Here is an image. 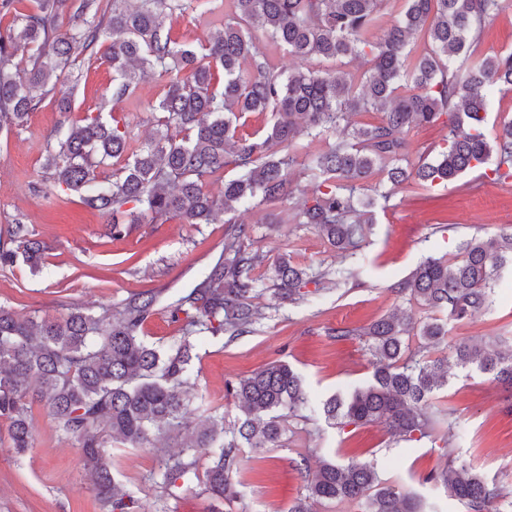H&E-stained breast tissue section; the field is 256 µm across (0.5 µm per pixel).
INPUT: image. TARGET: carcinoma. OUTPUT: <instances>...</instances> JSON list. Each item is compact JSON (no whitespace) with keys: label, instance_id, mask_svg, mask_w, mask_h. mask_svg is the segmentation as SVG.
Returning a JSON list of instances; mask_svg holds the SVG:
<instances>
[{"label":"carcinoma","instance_id":"cac0c4a2","mask_svg":"<svg viewBox=\"0 0 512 512\" xmlns=\"http://www.w3.org/2000/svg\"><path fill=\"white\" fill-rule=\"evenodd\" d=\"M17 0H0V16ZM231 13L202 52L181 45L171 21L187 10L207 13L212 0H38L29 13H11L0 25V126L19 127L49 96L71 111L72 88L60 76L106 63L112 68V100L131 94L147 76H169L155 110L160 129L136 145L126 119L87 114L56 131L47 143L51 171L47 198L77 194L101 215L132 205L130 223L171 216L187 224L230 225L224 254L176 302L185 314L182 335L165 348L141 336L155 312L152 294L134 293L95 317L74 310L38 321L0 306V421L8 424L19 456L33 444L32 405H44L64 438L81 453L100 512H147L121 483L112 442L131 450L164 441L173 452L162 464L159 488L203 478L213 497L236 495L229 473L242 448H276L287 418L309 403L301 374L274 360L232 386L241 416L225 424L218 407L195 426L184 421L192 402V350L206 338L242 336L262 318L255 299L262 280L250 228L235 213L242 205L289 203L292 170L302 166L317 179L311 201L293 216L312 224L331 246L347 251L375 223L390 197L355 196L356 183L374 177L393 187L448 183L479 170L493 181L512 179V121L495 131L487 112L499 95L512 93V53L481 54L478 43L506 0H404L403 10L382 25L387 0H227ZM68 12L61 30L60 13ZM265 31L288 49L299 66L274 69L250 35ZM362 60V73L347 70ZM222 72L223 84L214 82ZM383 113L359 125L362 112ZM269 112L273 122L238 134L237 113ZM445 119L448 135L432 161L410 163L407 131ZM327 141L326 149L299 157L301 140ZM112 170L99 179V169ZM210 181L224 183L214 194ZM0 245V263L22 260L39 267L42 247L25 224ZM512 269V237L472 239L452 260L427 257L393 287L444 317L415 322L394 312L367 327L371 378L346 396L332 394L313 411L337 427L376 423L391 436L418 441L431 435L428 408L448 386V360L429 350L449 345L455 364L512 386V351L491 342L448 343L451 326L488 306L492 284ZM275 294L295 302L307 286H340L355 276L344 267L311 276L286 255L273 265ZM417 331L424 345L409 349L404 336ZM206 460L199 472L200 460ZM448 496L467 512H506L501 489L461 465L433 471ZM306 498L357 502L361 512H424L416 495L383 483L369 463L324 460L306 474Z\"/></svg>","mask_w":512,"mask_h":512}]
</instances>
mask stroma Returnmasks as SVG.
I'll return each mask as SVG.
<instances>
[{"instance_id":"stroma-1","label":"stroma","mask_w":512,"mask_h":512,"mask_svg":"<svg viewBox=\"0 0 512 512\" xmlns=\"http://www.w3.org/2000/svg\"><path fill=\"white\" fill-rule=\"evenodd\" d=\"M67 82L74 87L75 115L126 114L140 142L151 135L154 108L168 89L167 78L155 75L128 98L109 104L112 71L104 64L75 71ZM63 120L49 98L23 126L0 131V241L20 222L44 248L39 270L20 262L0 265V305L24 316L59 317L75 308L99 315L146 291L157 303L142 332L147 342L167 344L184 324L173 313L176 300L217 262L228 226L220 219L212 224L146 220L116 237L107 217L78 196L50 202L44 195L50 183L45 148ZM238 216L251 228L253 250L261 258L255 273L261 279H269L273 261L283 254L315 272L352 262L314 226L292 223L287 207H243ZM510 232L512 182L469 172L445 186L393 189L387 211L378 212L365 232L363 265L347 285L292 304L264 290L258 299L264 316L252 332L233 339L211 337L198 347L192 365L199 372L196 390L203 407H223L227 419H234L238 410L228 383L277 359L297 368L311 398L351 392L372 373L364 327L398 309L418 321L429 315L417 301L397 296L394 285L426 257L452 258L471 238ZM339 327L354 329L355 337L336 340L333 331ZM450 335L512 348V274L496 281L487 309L455 324ZM449 373L447 387L433 401L432 437L398 442L377 424L340 429L317 415L293 416L280 447L240 449L232 473L238 496L230 502L210 497L197 480L168 495L160 492L159 452L118 445L113 461L126 488L151 512H290L306 495L304 471L331 458L373 465L386 484L420 496L427 512H465L442 485L421 477L453 457L512 496V390L478 372L453 367ZM452 418L465 434L447 443L443 434ZM32 426L34 445L19 459L0 422V512H99L78 448L59 434L41 404L33 406Z\"/></svg>"}]
</instances>
